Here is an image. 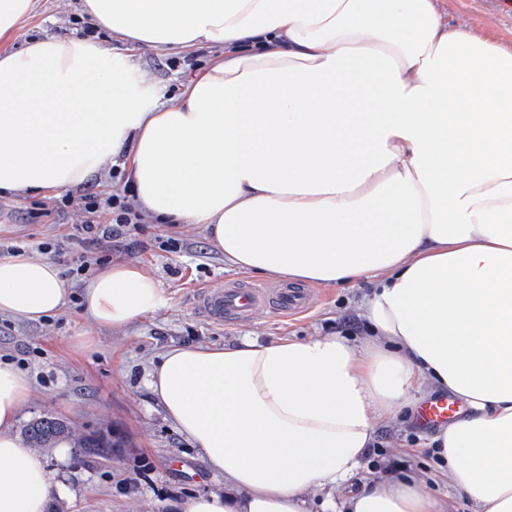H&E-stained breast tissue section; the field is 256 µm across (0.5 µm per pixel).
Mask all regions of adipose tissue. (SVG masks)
<instances>
[{"label":"adipose tissue","instance_id":"ef3b65f1","mask_svg":"<svg viewBox=\"0 0 512 512\" xmlns=\"http://www.w3.org/2000/svg\"><path fill=\"white\" fill-rule=\"evenodd\" d=\"M94 34L0 53V197L79 187L124 157L138 205L198 224L233 270L372 282L369 336L178 345L147 386L223 493L181 512H447L407 474L364 480L377 421L442 391L466 417L431 439L449 497L512 512V53L448 23L434 0H84ZM224 54L157 103L131 51ZM68 290L58 264L0 257V314L40 321ZM165 303L133 263L80 296L121 328ZM27 374L0 360V512L65 491L14 427Z\"/></svg>","mask_w":512,"mask_h":512}]
</instances>
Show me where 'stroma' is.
Instances as JSON below:
<instances>
[{"label":"stroma","instance_id":"35a3bbf8","mask_svg":"<svg viewBox=\"0 0 512 512\" xmlns=\"http://www.w3.org/2000/svg\"><path fill=\"white\" fill-rule=\"evenodd\" d=\"M82 0H35L10 43L21 49L43 35L79 38L84 34ZM449 22L462 23L476 36L512 52V0H438ZM218 53L208 47L186 55L175 49L135 52L136 80L152 88L157 102L206 68ZM62 192L0 198V241L27 248L63 241L71 225L60 223L56 209ZM135 248L113 251L110 263L134 262L157 280L166 303L117 330L95 325L75 303L44 321H21L0 314V356H8L27 373L32 397L16 425L52 416L78 436L104 438L111 454L93 456L73 449L59 461L45 449L46 467L67 492L53 498L47 512H180L188 497L224 490L222 475L211 473L195 446L167 420L145 385L146 374L168 346H224L252 336L261 341L307 338L339 333L358 341L365 335L360 305L369 284L357 287L316 286L318 299L305 312L283 317L272 307L253 318L219 325L196 312L201 288L245 278L225 266L224 256L195 225L172 229L167 224L132 225ZM250 282L262 283L259 275ZM416 409L397 420L376 424L374 449L364 457L360 479L414 472L430 491L443 493L447 481L433 449L430 428L420 427Z\"/></svg>","mask_w":512,"mask_h":512}]
</instances>
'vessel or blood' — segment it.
Wrapping results in <instances>:
<instances>
[{"label": "vessel or blood", "mask_w": 512, "mask_h": 512, "mask_svg": "<svg viewBox=\"0 0 512 512\" xmlns=\"http://www.w3.org/2000/svg\"><path fill=\"white\" fill-rule=\"evenodd\" d=\"M309 294L302 288H270L254 283H219L203 288L197 296L199 309L219 322L238 321L258 312L265 305L280 309L300 308L307 304ZM458 402L445 397L424 402L418 412L420 425L433 427L457 416Z\"/></svg>", "instance_id": "obj_1"}]
</instances>
